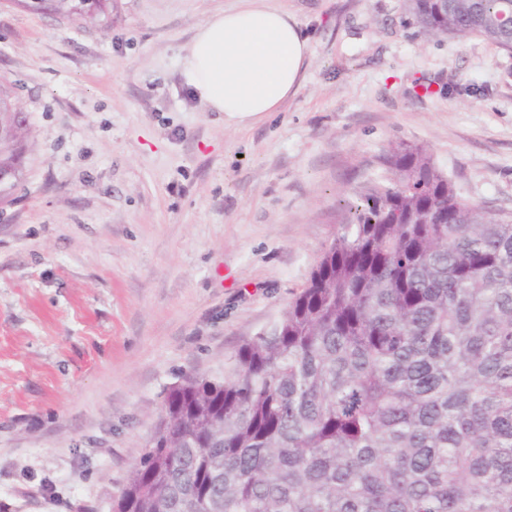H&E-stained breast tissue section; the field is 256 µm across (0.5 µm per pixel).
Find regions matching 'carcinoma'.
I'll list each match as a JSON object with an SVG mask.
<instances>
[{
	"mask_svg": "<svg viewBox=\"0 0 512 512\" xmlns=\"http://www.w3.org/2000/svg\"><path fill=\"white\" fill-rule=\"evenodd\" d=\"M507 0H409L421 32L477 35ZM99 22L112 0H20ZM29 119L16 121L11 200ZM347 217L281 317L187 374L112 512H512V216L462 200L422 147Z\"/></svg>",
	"mask_w": 512,
	"mask_h": 512,
	"instance_id": "cac0c4a2",
	"label": "carcinoma"
}]
</instances>
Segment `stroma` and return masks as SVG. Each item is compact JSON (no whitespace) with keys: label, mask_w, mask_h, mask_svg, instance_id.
I'll return each instance as SVG.
<instances>
[{"label":"stroma","mask_w":512,"mask_h":512,"mask_svg":"<svg viewBox=\"0 0 512 512\" xmlns=\"http://www.w3.org/2000/svg\"><path fill=\"white\" fill-rule=\"evenodd\" d=\"M235 4L112 0L86 24L0 0L32 142L0 204V512H110L168 389L283 314L392 145L512 214V51L423 35L406 0H268L311 63L238 126L183 68Z\"/></svg>","instance_id":"1"}]
</instances>
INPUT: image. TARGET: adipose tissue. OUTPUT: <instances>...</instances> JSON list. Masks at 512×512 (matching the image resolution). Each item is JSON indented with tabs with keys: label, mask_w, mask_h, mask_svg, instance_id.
<instances>
[{
	"label": "adipose tissue",
	"mask_w": 512,
	"mask_h": 512,
	"mask_svg": "<svg viewBox=\"0 0 512 512\" xmlns=\"http://www.w3.org/2000/svg\"><path fill=\"white\" fill-rule=\"evenodd\" d=\"M309 63V40L288 11L239 0L199 26L184 70L208 111L255 120L280 111Z\"/></svg>",
	"instance_id": "obj_1"
}]
</instances>
